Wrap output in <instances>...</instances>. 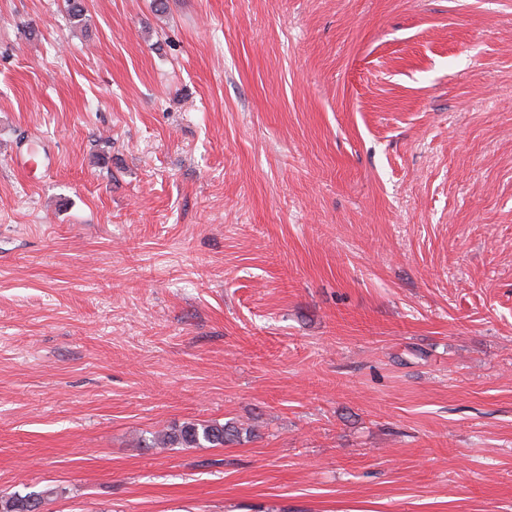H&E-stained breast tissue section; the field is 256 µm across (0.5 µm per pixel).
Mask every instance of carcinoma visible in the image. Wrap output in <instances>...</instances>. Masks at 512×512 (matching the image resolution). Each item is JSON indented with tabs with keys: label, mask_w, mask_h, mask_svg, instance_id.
<instances>
[{
	"label": "carcinoma",
	"mask_w": 512,
	"mask_h": 512,
	"mask_svg": "<svg viewBox=\"0 0 512 512\" xmlns=\"http://www.w3.org/2000/svg\"><path fill=\"white\" fill-rule=\"evenodd\" d=\"M243 431L248 433L250 429L226 423L188 422L158 432L149 440L141 438L138 444L162 448H216L238 441ZM50 494V490L26 495L1 494L0 512H41L45 498Z\"/></svg>",
	"instance_id": "obj_1"
}]
</instances>
